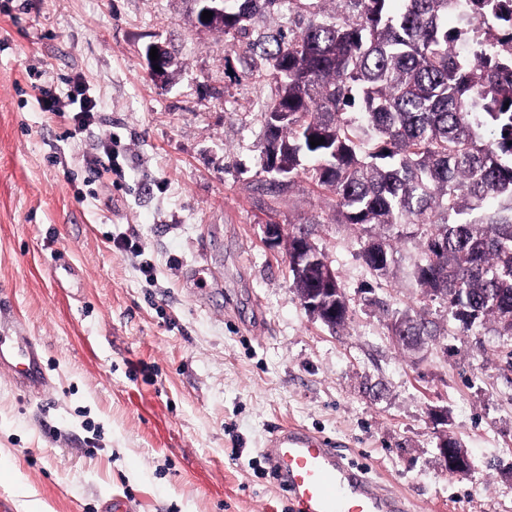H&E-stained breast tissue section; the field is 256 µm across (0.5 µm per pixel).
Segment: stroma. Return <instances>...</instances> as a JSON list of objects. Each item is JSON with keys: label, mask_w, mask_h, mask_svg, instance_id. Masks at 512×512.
Segmentation results:
<instances>
[{"label": "stroma", "mask_w": 512, "mask_h": 512, "mask_svg": "<svg viewBox=\"0 0 512 512\" xmlns=\"http://www.w3.org/2000/svg\"><path fill=\"white\" fill-rule=\"evenodd\" d=\"M191 0H0V286L51 385L0 373V467L51 512H290L263 453L289 423L339 442L408 512H512V351L493 323L402 350L388 312L426 309L414 236L375 277L365 236L305 174L267 188L264 109L276 85L248 38L187 22ZM176 59L148 76V44ZM82 77L90 134L43 111ZM116 137L123 177L99 172ZM317 220L349 300L332 332L300 303L285 242ZM142 255L119 251L116 235ZM460 443L470 470L442 469Z\"/></svg>", "instance_id": "obj_1"}]
</instances>
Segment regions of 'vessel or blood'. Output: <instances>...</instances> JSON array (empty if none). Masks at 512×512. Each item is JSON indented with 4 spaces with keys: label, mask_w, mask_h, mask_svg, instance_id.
<instances>
[{
    "label": "vessel or blood",
    "mask_w": 512,
    "mask_h": 512,
    "mask_svg": "<svg viewBox=\"0 0 512 512\" xmlns=\"http://www.w3.org/2000/svg\"><path fill=\"white\" fill-rule=\"evenodd\" d=\"M0 370L29 389L48 385L39 344L0 307ZM294 512H405L402 500L379 491L366 468L350 464L333 439L297 426L273 429L264 448Z\"/></svg>",
    "instance_id": "1"
}]
</instances>
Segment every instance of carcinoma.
I'll use <instances>...</instances> for the list:
<instances>
[{
	"mask_svg": "<svg viewBox=\"0 0 512 512\" xmlns=\"http://www.w3.org/2000/svg\"><path fill=\"white\" fill-rule=\"evenodd\" d=\"M309 2L224 0V19L208 24L248 36L256 16L288 8V27L250 44L276 83L262 172L280 183L274 153L288 176L303 169L333 194L336 223L373 244L361 259L378 277L392 273L404 227L418 226L424 294L448 304L460 331L488 320L512 339V55L486 56V41L512 35V11L468 0L485 39L462 53L460 28H448L457 0H329L327 13ZM290 271L296 293L321 288L316 270ZM348 312L343 295L316 317L336 331ZM389 330L415 343L452 333L425 312H395Z\"/></svg>",
	"mask_w": 512,
	"mask_h": 512,
	"instance_id": "carcinoma-1",
	"label": "carcinoma"
}]
</instances>
